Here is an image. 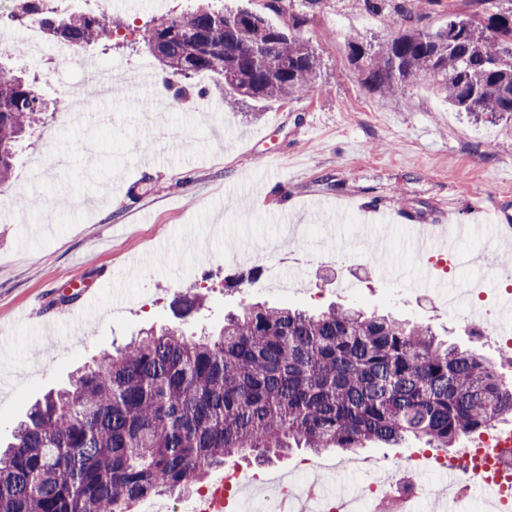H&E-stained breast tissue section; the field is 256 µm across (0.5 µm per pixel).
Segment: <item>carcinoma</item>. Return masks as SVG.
Segmentation results:
<instances>
[{
    "mask_svg": "<svg viewBox=\"0 0 512 512\" xmlns=\"http://www.w3.org/2000/svg\"><path fill=\"white\" fill-rule=\"evenodd\" d=\"M20 16L58 21L79 52L120 20L60 18L44 0ZM448 11L432 29L411 13L372 49L351 36L350 61L373 91L423 85L458 112L512 123V11ZM292 27L247 10L190 11L141 29L165 79L224 73L225 102L308 92L314 51ZM47 105L34 83L0 66V184L18 142ZM512 414V383L430 327L332 305L316 315L255 303L215 334L149 330L69 387L35 404L0 454V512H132L151 495L190 491L230 455L268 461L292 448L352 460L368 442L448 448Z\"/></svg>",
    "mask_w": 512,
    "mask_h": 512,
    "instance_id": "carcinoma-1",
    "label": "carcinoma"
}]
</instances>
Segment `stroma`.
Masks as SVG:
<instances>
[{
    "label": "stroma",
    "mask_w": 512,
    "mask_h": 512,
    "mask_svg": "<svg viewBox=\"0 0 512 512\" xmlns=\"http://www.w3.org/2000/svg\"><path fill=\"white\" fill-rule=\"evenodd\" d=\"M167 0L159 11L147 0L123 8L117 0H68L62 14L118 17L125 25L110 42L93 48L113 73L139 64L162 75L139 34L146 24L171 20L200 4L247 9L279 27L301 16L298 36L314 49L318 68L309 91L290 101L224 102L223 80L199 74L186 81L140 89L125 82L100 104L107 120L97 128L61 121L72 84L91 86L81 60L49 68L0 54V63L34 79L50 110L16 156L0 184V445L50 389L64 386L78 368L130 341L150 326L192 331L223 324L228 312L250 301L318 311L349 303L430 325L439 337L476 349L503 378L512 360L497 341L474 336L465 316L435 312L437 289L418 301L409 293L427 247L408 248L405 218L422 224L467 223L470 202L512 215V131L490 117L449 108L425 87L369 91L351 64L346 39L358 35L378 45L400 24V9L441 26L449 12L468 14L471 0H385L382 10L365 0ZM385 207L392 271L373 259L368 237L376 224L372 204ZM305 227L302 245L313 253L353 239L354 259L368 260L351 291H340L335 273L311 265L298 292L248 293L228 287L281 256V223ZM486 239L463 241L454 280H480L497 297L498 279L483 265ZM115 273L127 291L120 311L111 307L106 280ZM98 298L84 333L60 337L53 315L81 317L79 290ZM206 302L182 315L183 298ZM369 444L347 467L334 451L317 456L308 479L341 489L368 480L376 463L394 464L417 451Z\"/></svg>",
    "instance_id": "1"
}]
</instances>
